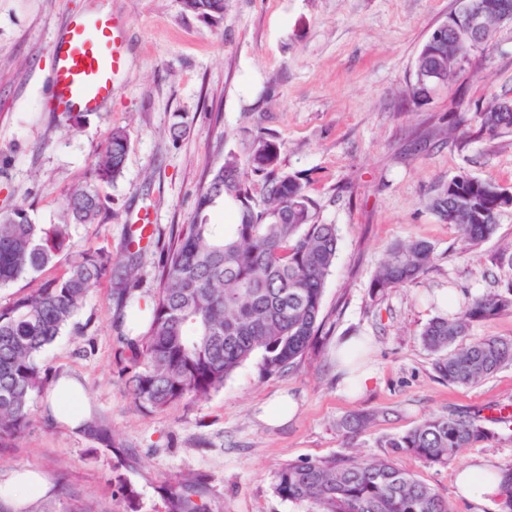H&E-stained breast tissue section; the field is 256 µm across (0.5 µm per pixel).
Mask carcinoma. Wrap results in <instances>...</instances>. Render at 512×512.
Returning <instances> with one entry per match:
<instances>
[{"label": "carcinoma", "mask_w": 512, "mask_h": 512, "mask_svg": "<svg viewBox=\"0 0 512 512\" xmlns=\"http://www.w3.org/2000/svg\"><path fill=\"white\" fill-rule=\"evenodd\" d=\"M185 11L207 20L224 14V0H182ZM499 27L498 12L485 14L480 49ZM469 54L432 52L425 41L415 59V82L434 72L443 83ZM512 98L494 97L476 110L478 138L512 134ZM128 150L127 133L112 129L96 160L103 182L118 180ZM282 143L260 135L252 148V172L263 178L262 196L233 153L206 177L193 223L181 225L160 269L159 286L134 316L147 323L141 336H121L131 350L120 368L135 403L162 410L186 399H199L224 387L233 372L255 356L265 373L290 367L304 356L322 327L324 288L333 268L336 225L317 220V204L301 177L282 170ZM234 205L232 223L214 224L211 214ZM442 223L457 228L463 243L475 246L490 238L498 214L512 209V187L461 171L426 201ZM103 209L99 193L73 189L67 211L79 224H93ZM67 238V225L46 229L18 206L0 213V287L38 274L50 266ZM116 258L104 248L87 249L60 275L0 306V444L21 437L30 425L31 402L55 379L40 357L82 308L101 281L112 285L119 301L129 299L139 278L132 249ZM433 246L413 241L394 246L376 270L374 296L415 283L434 265ZM512 310V280L500 289L471 297L456 313L439 316L421 332L433 355L438 377L451 384L475 385L512 364V339L488 336L465 343L474 322ZM377 414L345 419L341 427L359 432ZM84 433L104 441L107 431L95 417ZM493 434L481 412L432 416L409 431L387 438L382 447L410 454L428 465L448 464ZM499 512H512V467L500 471ZM275 492L285 500H310L317 512H451L434 488L390 459L361 460L347 453L288 462L273 475ZM201 481L186 476L169 488L173 512H208L199 500Z\"/></svg>", "instance_id": "cac0c4a2"}]
</instances>
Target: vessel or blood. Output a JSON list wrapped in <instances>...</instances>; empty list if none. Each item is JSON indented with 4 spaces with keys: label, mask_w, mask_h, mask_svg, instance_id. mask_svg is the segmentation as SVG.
<instances>
[{
    "label": "vessel or blood",
    "mask_w": 512,
    "mask_h": 512,
    "mask_svg": "<svg viewBox=\"0 0 512 512\" xmlns=\"http://www.w3.org/2000/svg\"><path fill=\"white\" fill-rule=\"evenodd\" d=\"M50 101L60 112H95L111 98L113 79L123 65L111 20L70 17L54 44Z\"/></svg>",
    "instance_id": "vessel-or-blood-1"
}]
</instances>
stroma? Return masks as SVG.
Listing matches in <instances>:
<instances>
[{
    "instance_id": "1",
    "label": "stroma",
    "mask_w": 512,
    "mask_h": 512,
    "mask_svg": "<svg viewBox=\"0 0 512 512\" xmlns=\"http://www.w3.org/2000/svg\"><path fill=\"white\" fill-rule=\"evenodd\" d=\"M457 7V0H224L223 18L211 22L181 0H0V212L22 206L33 223L67 225L48 275L89 248L122 252L130 225L145 220L154 233L136 256L133 295L150 300L208 171L231 153L248 165L263 133L284 142L282 169L307 182L319 222L338 230L324 328L298 365L265 376L251 360L222 389L161 411L136 406L120 373L126 347L118 334L146 326L129 315L115 325L118 301L101 283L42 359L82 385L85 416L110 427L121 446L72 432L49 417L45 395L36 396L26 434L0 446V483L29 471L49 487L23 507L1 496L0 512H168L162 488L183 475L203 478L210 512H317L312 502L279 497L272 475L284 463L339 452L393 458L454 512H498L494 502L468 503L454 480L479 459L498 470L512 465V421L491 423L493 439L449 465L380 445L431 416L512 404V364L478 385H453L437 376L420 336L441 315V295L462 301L512 279L495 261L512 241V210L501 213L493 238L466 248L426 205L461 171L512 186V135L464 144L448 135L452 123L469 130L473 108L492 95L512 96V26L500 27L489 51L471 54L425 101H403L422 43ZM97 12L112 16L125 62L111 100L71 120L47 101L52 46L68 17ZM117 127L129 139L123 175L96 182L94 159ZM77 186L99 192L96 223L70 221L67 197ZM415 240L434 246V268L372 296L389 249ZM351 336L365 344L360 367L374 371L356 397L343 393L336 362L337 344ZM282 397L297 412L270 425L265 415ZM372 412L367 429L343 434L341 420Z\"/></svg>"
}]
</instances>
